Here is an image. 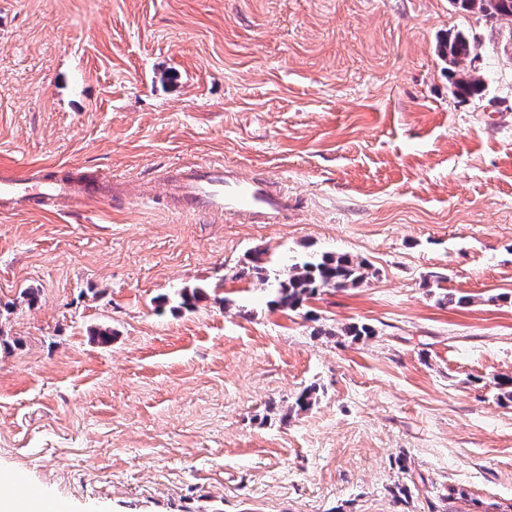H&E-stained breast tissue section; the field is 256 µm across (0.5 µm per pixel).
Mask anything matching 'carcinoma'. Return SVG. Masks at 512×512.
Here are the masks:
<instances>
[{"mask_svg": "<svg viewBox=\"0 0 512 512\" xmlns=\"http://www.w3.org/2000/svg\"><path fill=\"white\" fill-rule=\"evenodd\" d=\"M455 7L466 13H479L487 22L498 24L512 22V0H452ZM474 40L458 32L448 38L442 49V56L448 59V77L453 86L452 94L463 100L480 98L485 91L482 79L476 77L473 63L478 56L471 54ZM471 63L470 69L460 67L464 61ZM369 265L354 261L347 255H324L319 259L295 263L288 271L275 279L274 303L282 308L297 310L304 302L313 298L325 288L345 289L355 287L368 278Z\"/></svg>", "mask_w": 512, "mask_h": 512, "instance_id": "cac0c4a2", "label": "carcinoma"}]
</instances>
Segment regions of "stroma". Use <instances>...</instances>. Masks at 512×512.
<instances>
[{"label": "stroma", "mask_w": 512, "mask_h": 512, "mask_svg": "<svg viewBox=\"0 0 512 512\" xmlns=\"http://www.w3.org/2000/svg\"><path fill=\"white\" fill-rule=\"evenodd\" d=\"M459 30L479 99L437 56ZM210 162L281 181L287 222L175 210L163 174ZM52 167L112 193L0 213V479L20 496L512 512L511 29L451 0H0V170ZM324 254L368 279L289 311L245 272Z\"/></svg>", "instance_id": "obj_1"}]
</instances>
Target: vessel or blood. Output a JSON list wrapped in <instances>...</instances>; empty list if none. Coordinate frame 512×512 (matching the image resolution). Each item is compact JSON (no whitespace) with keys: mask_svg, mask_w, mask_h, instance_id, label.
I'll return each mask as SVG.
<instances>
[{"mask_svg":"<svg viewBox=\"0 0 512 512\" xmlns=\"http://www.w3.org/2000/svg\"><path fill=\"white\" fill-rule=\"evenodd\" d=\"M176 206L184 212H202L252 224H278L288 213V195L270 178L243 176L224 165H189L166 178ZM108 192L99 177L81 173L61 178L41 176L0 177V210L15 206L33 211H58L79 198L93 200Z\"/></svg>","mask_w":512,"mask_h":512,"instance_id":"1","label":"vessel or blood"}]
</instances>
